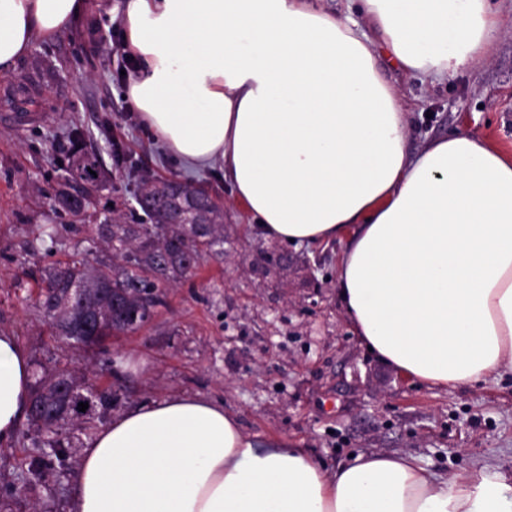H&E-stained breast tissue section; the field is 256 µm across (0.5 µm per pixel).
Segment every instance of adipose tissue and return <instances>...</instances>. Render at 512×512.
<instances>
[{
	"mask_svg": "<svg viewBox=\"0 0 512 512\" xmlns=\"http://www.w3.org/2000/svg\"><path fill=\"white\" fill-rule=\"evenodd\" d=\"M126 0V98L187 167L221 165L264 237L345 242L339 298L364 346L428 386L512 373V158L451 133L415 153L379 54L435 85L488 63L490 0ZM88 0H0V73L86 17ZM32 368L0 333V446ZM71 512H512V480L447 475L409 453L328 471L244 434L204 396L117 414L84 448Z\"/></svg>",
	"mask_w": 512,
	"mask_h": 512,
	"instance_id": "ef3b65f1",
	"label": "adipose tissue"
}]
</instances>
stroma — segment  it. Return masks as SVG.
I'll return each mask as SVG.
<instances>
[{"instance_id":"obj_1","label":"stroma","mask_w":512,"mask_h":512,"mask_svg":"<svg viewBox=\"0 0 512 512\" xmlns=\"http://www.w3.org/2000/svg\"><path fill=\"white\" fill-rule=\"evenodd\" d=\"M124 4L104 0L53 41L35 40L0 77V332L16 336L33 364L120 394L101 421L63 427L67 468L48 483H35L28 471L31 441L0 448V488L19 489L0 495V512H69L82 450L102 423L175 393L222 401L246 434L294 441L331 470L361 453L407 452L441 473L486 465L512 480V378L429 388L369 354L338 304L344 242L296 248L251 233L223 171H184L131 111L113 52L122 42L116 17ZM492 6L501 28L488 64L430 87L382 62L411 117L409 151L461 132L512 156V0ZM26 78L40 84L32 104L5 93ZM73 132L109 174L95 215L78 229L55 213L47 194ZM133 167L219 194L224 254L170 288L144 327L79 351L46 320L37 284L90 248L98 212L128 209ZM263 251L273 261L260 270ZM110 359L131 367H107Z\"/></svg>"}]
</instances>
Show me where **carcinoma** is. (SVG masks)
<instances>
[{"mask_svg":"<svg viewBox=\"0 0 512 512\" xmlns=\"http://www.w3.org/2000/svg\"><path fill=\"white\" fill-rule=\"evenodd\" d=\"M138 180L136 206L126 213L114 210L104 215L97 228L112 261L99 259L89 249L81 259L54 268L43 280L41 308L59 332L69 325L67 288L73 284L82 289L79 302L88 310L101 344L144 326L163 304L165 288L208 257L224 255V206L217 198L187 182L142 176ZM107 183L97 157L80 148L76 135L51 198L59 212L81 221ZM65 378L85 391L82 382L64 370L39 377L33 388L34 407L28 410V419L39 432L37 455L31 461L32 474L38 479L61 463L50 451L54 445L65 447L59 428L93 419L92 407L81 412L76 401L62 405L57 385Z\"/></svg>","mask_w":512,"mask_h":512,"instance_id":"1","label":"carcinoma"}]
</instances>
